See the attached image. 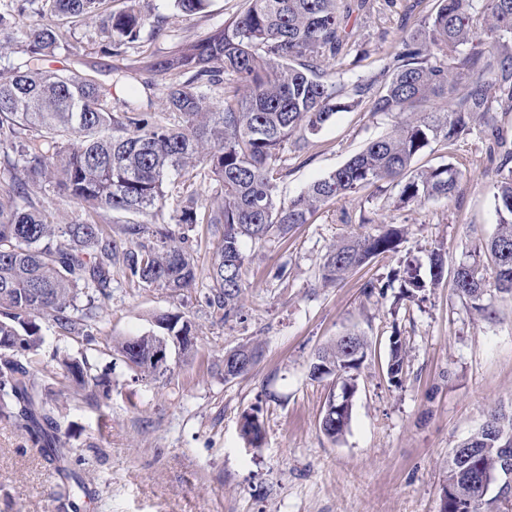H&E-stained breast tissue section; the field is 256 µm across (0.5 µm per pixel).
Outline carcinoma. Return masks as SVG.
I'll return each mask as SVG.
<instances>
[{
    "label": "carcinoma",
    "mask_w": 512,
    "mask_h": 512,
    "mask_svg": "<svg viewBox=\"0 0 512 512\" xmlns=\"http://www.w3.org/2000/svg\"><path fill=\"white\" fill-rule=\"evenodd\" d=\"M106 0H9L0 11V59L12 51L18 59L0 66V147L15 154L6 161L21 168L12 189L0 193V416L40 443L54 458L63 455L61 423L55 399L39 382L33 360L42 345L39 320L48 318L68 335H84L97 318L99 299L111 296L112 269L128 282L174 294L193 287V256L167 230L157 243L130 246L144 232L141 224L124 229V237L95 221L59 224L46 208L30 200L28 187L44 184L103 218L113 212L145 215L168 200L167 182L174 175L196 173L220 185L210 209L199 210L194 195L180 200L178 224L223 227L215 257L208 266L209 306L226 321L238 313L245 288V244L272 235L288 236L308 224L331 202L358 190L388 185L396 189L398 207L449 200L457 192L461 170L453 162L417 170L412 160L431 144L453 143L479 123L493 127L495 113L512 111V0H435L417 30L387 56L378 76L355 86L358 98L342 95L340 81L322 64L343 59L357 49L349 30L355 9L345 0H246L247 7L203 37L183 42L162 54L141 58L143 68L170 78L160 120L133 102L112 109V85L76 70L49 69L64 32L84 19L99 20L96 44L103 54L134 47L146 22L140 0L113 12ZM209 0H173L186 15L202 13ZM50 21L19 36L12 32L15 15L26 12ZM237 84L240 96L226 98L218 112L201 87ZM379 84L370 98L374 112L396 118L391 131L329 175L312 182L288 204L276 200L277 162L292 145L301 148L338 112L356 107L359 95ZM436 101L443 107L425 112ZM496 232L475 244L472 260L459 263L452 285L472 309L484 313L488 288L512 298V167L504 161L494 184ZM402 230L392 224L378 234L351 235L333 245L321 270L326 285L371 259L398 249ZM490 257L494 277L483 274L482 256ZM430 282L421 278L409 258L392 271L404 299L415 301L427 284H439L448 272L444 253L429 254ZM154 329L113 341V350L146 377L167 374L154 360L161 344L183 353L196 346L191 322L179 311L153 316ZM372 344L364 336L341 337L320 348L315 363L328 367L357 391V370ZM73 382L92 388L93 401L110 398L112 380L91 373L87 356H63ZM405 343L399 333L390 341L387 375L399 384ZM352 403L321 430L330 439L349 428ZM242 438L262 445L264 428L256 412L242 415ZM512 414L493 410L484 426L463 443L467 457H448L445 480L447 512H479L484 497L475 480L496 484L512 474Z\"/></svg>",
    "instance_id": "obj_1"
}]
</instances>
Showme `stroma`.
Wrapping results in <instances>:
<instances>
[{"label": "stroma", "instance_id": "stroma-1", "mask_svg": "<svg viewBox=\"0 0 512 512\" xmlns=\"http://www.w3.org/2000/svg\"><path fill=\"white\" fill-rule=\"evenodd\" d=\"M152 14L138 47L119 55L97 53L98 25L88 19L74 37L86 47L80 60L58 52L53 67L74 66L103 83L123 80L116 99L136 98L149 112L165 104L164 76L144 70L141 50L163 53L204 36L235 16L245 0H210L206 11L184 15L170 0H148ZM355 21L361 51L355 63L333 59L325 71L340 73L345 87L379 72L406 31V12L425 14L433 0H369ZM393 117L369 103L341 112L299 151H285L286 177L277 199L288 202L310 182L341 167L370 141L385 135ZM484 128L451 145L432 144L417 168L460 164L456 196L398 209L375 187L331 203L287 238L247 246L246 290L237 316L221 320L205 301L208 281L174 295L129 286L112 272V296L93 322L92 342L66 336L42 321L44 343L36 361L43 384L64 416V459L0 419V512H440L448 455L474 433L494 408L512 412V299L494 293L480 314L459 298L450 280L423 291L418 303L392 304L398 287L366 294V281L385 278L403 257L429 274V251L442 247L449 265L464 260L475 241L492 236L496 163ZM176 200L147 216L113 213V236L129 224L164 227L186 237L199 269H207L218 237L204 224L176 221ZM404 226L398 252L381 255L336 285L321 283L329 247L352 233H379L383 224ZM177 310L192 323L197 348L171 350L170 372L154 380L115 354L113 340L144 334L155 314ZM400 332L407 349L401 385L386 373L389 339ZM347 332L368 336L373 351L357 374L350 427L334 441L320 421L333 378H311L317 350ZM260 341L263 355L247 374L224 378V355ZM87 352L95 373L108 374L112 396L97 407L74 389L60 366L63 354ZM258 410L265 430L261 447L240 435L245 411ZM81 488L59 495L60 469Z\"/></svg>", "mask_w": 512, "mask_h": 512}]
</instances>
